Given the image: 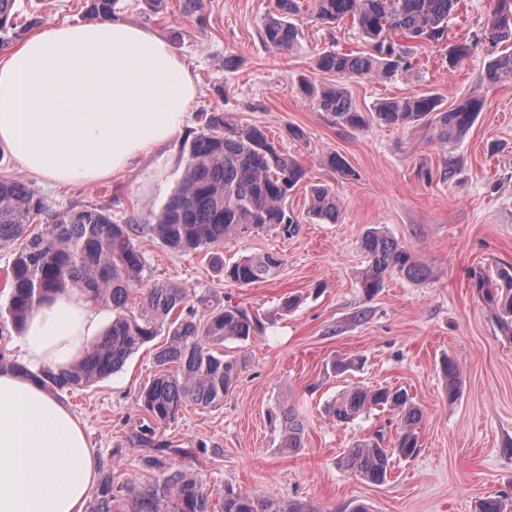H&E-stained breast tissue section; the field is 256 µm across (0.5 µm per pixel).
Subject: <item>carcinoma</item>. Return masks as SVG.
<instances>
[{"instance_id":"obj_1","label":"carcinoma","mask_w":512,"mask_h":512,"mask_svg":"<svg viewBox=\"0 0 512 512\" xmlns=\"http://www.w3.org/2000/svg\"><path fill=\"white\" fill-rule=\"evenodd\" d=\"M86 13L103 19L116 12L119 0H87ZM458 0H310L309 16L323 24L349 18L370 42L367 54L329 50L319 55L315 67L321 72L349 77L390 79L410 70L412 63L398 38L438 42L448 29V19ZM16 0H0V47L41 23L35 16L18 28ZM182 17L198 23L205 19V0H179ZM301 0H276L275 14L263 25V40L284 53L299 45L295 20ZM487 29L491 42L505 43L503 51L487 65L484 82L512 81V0H496ZM474 44L456 43L448 54L454 66L469 59ZM317 106L336 122L354 129L365 127L369 118L398 127L429 126L443 142L459 140L471 127L483 100L471 96L451 110H441L433 95L385 101L367 116L358 111L341 87H326L315 93ZM306 176L303 165L273 146L257 125L234 124L224 113H205L204 126L189 142L185 172L161 209L147 224H117L103 207H72L54 217L36 234L27 233L34 219L47 211L44 200L21 179H0V247H14L11 271L7 273L10 294L0 305V318L16 328L52 294L67 289L81 291L93 304L112 309V321L101 337L71 367L58 372L44 370L38 380L53 392L86 387L120 370L128 358L160 333L167 341L155 353L156 374L140 392L138 401L157 425L177 418L182 406L207 407L224 400L239 374L233 358L217 347L228 339H246L258 329L257 320L241 306L214 311L207 305L177 311L185 300L184 289L155 282L143 287L144 262L137 237L147 234L174 252H205L230 238H246L265 229L291 235L298 217L288 208V198ZM308 213L335 223L341 214L336 193L327 186L310 187ZM368 265L361 276L367 295L376 293L387 276L398 273L410 279L429 274L428 267L392 237L369 230L361 238ZM224 279L237 285L260 282L273 275L282 260L275 254L244 257L225 263ZM474 285L484 302L496 307L504 335L512 336V264L497 267L495 274L476 272ZM140 295L137 312L129 302ZM448 399L460 391L458 365L449 359L443 365ZM396 411L399 435L396 446L387 448L381 438H367L346 449L342 467L372 483L382 484L390 473V457H411L418 451V425L422 409L401 390L387 387H355L343 391L331 403L336 421L345 423L377 407ZM280 447L292 452L302 447L304 426L292 408L282 406ZM139 442L154 448L147 464L160 471L162 479L136 496L132 512H212L210 494L192 474L174 470L166 463L169 445L141 435ZM112 476L105 475L93 491L90 512H121ZM221 512H311L296 501L278 505L246 491L224 493Z\"/></svg>"}]
</instances>
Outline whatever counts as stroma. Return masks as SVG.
Returning a JSON list of instances; mask_svg holds the SVG:
<instances>
[{
	"label": "stroma",
	"mask_w": 512,
	"mask_h": 512,
	"mask_svg": "<svg viewBox=\"0 0 512 512\" xmlns=\"http://www.w3.org/2000/svg\"><path fill=\"white\" fill-rule=\"evenodd\" d=\"M205 2L207 21L200 25L151 13L144 0H120L129 21L171 40L198 84L188 122L166 161L148 157L93 184L52 186L25 178L50 214L99 206L116 223H147L184 172L200 112L213 109L230 121L262 127L307 171L289 198L300 220L295 233L264 230L217 248L228 262L266 253L281 257V267L265 281L233 285L208 254L176 253L151 237L138 239L146 283L183 288L189 306L202 298L215 310L242 306L259 322L249 339L224 342L225 354L241 370L223 402L187 404L174 421L155 427L156 440L170 445L169 467L193 471L216 508L231 487L308 503L316 512H350L357 504L369 512H477L488 496L501 497L512 512V338L501 333L470 281L472 272L491 274L512 263V82L483 81L494 56L486 36L494 0H459L446 38L411 43L410 71L389 80L316 70L324 51L367 50L351 20H300V47L288 54L261 39L275 0ZM17 10L24 18L40 16L46 29L87 20L84 0H18ZM465 39L476 44L472 58L449 68V46ZM306 80L346 87L365 113L387 99L422 94L438 97L444 110L472 95L484 104L463 139L443 143L421 125L337 124L300 93ZM293 128L303 139L290 136ZM331 153L343 157L353 177L341 178L326 165ZM312 184L336 190L343 205L338 223L307 215ZM370 228L394 237L428 266L429 276L395 274L377 294L365 295L359 275L368 261L360 240ZM289 296L298 303L287 311L282 303ZM165 341L158 336L120 372L62 394L86 425L100 473L111 474L120 487L121 512H132L138 491L159 478L146 466L149 451L138 441L150 419L137 398L155 374V351ZM447 356L463 375L453 402L441 371ZM340 358L357 359V368L335 374L332 364ZM352 385L405 390L424 413L417 454L393 456L381 485L339 465L341 452L357 440L381 434L390 446L397 434L396 414L386 407L348 423L328 414L336 394ZM283 404L304 424L302 446L292 453L281 450L280 426L269 418Z\"/></svg>",
	"instance_id": "obj_1"
}]
</instances>
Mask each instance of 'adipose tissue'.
<instances>
[{"label": "adipose tissue", "mask_w": 512, "mask_h": 512, "mask_svg": "<svg viewBox=\"0 0 512 512\" xmlns=\"http://www.w3.org/2000/svg\"><path fill=\"white\" fill-rule=\"evenodd\" d=\"M197 95L171 44L121 15L37 33L0 62V147L50 182L94 183L172 143ZM105 313L83 293L27 318L24 371H0V512H82L98 460L81 421L36 379L70 367Z\"/></svg>", "instance_id": "adipose-tissue-1"}]
</instances>
